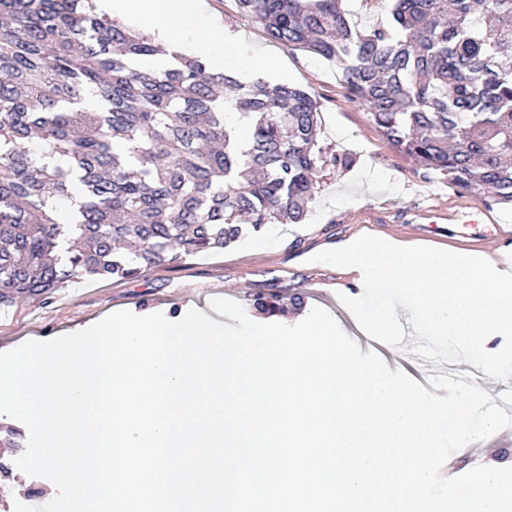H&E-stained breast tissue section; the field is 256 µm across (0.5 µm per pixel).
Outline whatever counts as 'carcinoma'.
<instances>
[{
    "label": "carcinoma",
    "instance_id": "obj_1",
    "mask_svg": "<svg viewBox=\"0 0 512 512\" xmlns=\"http://www.w3.org/2000/svg\"><path fill=\"white\" fill-rule=\"evenodd\" d=\"M239 0L284 47L335 62L349 92L424 172L512 206V0ZM97 11L95 0H0V307L78 276L133 278L300 224L317 173L318 102L245 85ZM249 124L240 143L225 119ZM78 181L70 224L60 203Z\"/></svg>",
    "mask_w": 512,
    "mask_h": 512
}]
</instances>
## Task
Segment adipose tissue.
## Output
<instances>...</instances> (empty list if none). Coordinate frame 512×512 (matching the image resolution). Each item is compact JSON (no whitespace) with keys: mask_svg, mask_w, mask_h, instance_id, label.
<instances>
[{"mask_svg":"<svg viewBox=\"0 0 512 512\" xmlns=\"http://www.w3.org/2000/svg\"><path fill=\"white\" fill-rule=\"evenodd\" d=\"M96 3L100 12L147 23L148 34L166 49L165 54L147 59V67L165 66L166 53L170 50L200 57L217 72L243 63L242 58L229 53L233 38L209 13L205 0H96Z\"/></svg>","mask_w":512,"mask_h":512,"instance_id":"obj_1","label":"adipose tissue"}]
</instances>
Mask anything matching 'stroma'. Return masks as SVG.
<instances>
[{
  "instance_id": "1",
  "label": "stroma",
  "mask_w": 512,
  "mask_h": 512,
  "mask_svg": "<svg viewBox=\"0 0 512 512\" xmlns=\"http://www.w3.org/2000/svg\"><path fill=\"white\" fill-rule=\"evenodd\" d=\"M210 13L251 57L275 56L276 71L241 75L285 81L310 92L320 112L319 143L353 155L346 171H324L304 223L277 224L221 252H203L175 268H154L131 279L77 278L46 297H25L0 310V348L48 341L68 331L129 310L165 316L196 310L210 313L213 299L242 306L256 322H300L313 307L328 311L344 332L355 318L341 301L363 291L358 274L312 262L315 253L363 235L430 243L455 250L499 254L512 263V240L459 237L448 221L454 212L482 211L487 224H511L512 209L484 195L460 192L439 175H425L410 157L392 148L347 89L340 69L318 55L287 49L269 40L244 14L238 0H207ZM301 307H293V299ZM276 301L275 312L258 305Z\"/></svg>"
}]
</instances>
